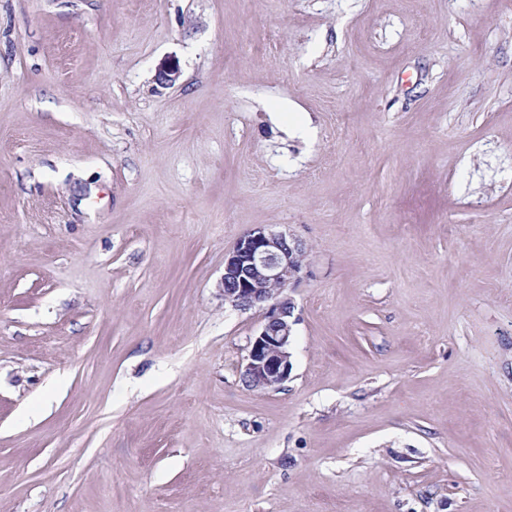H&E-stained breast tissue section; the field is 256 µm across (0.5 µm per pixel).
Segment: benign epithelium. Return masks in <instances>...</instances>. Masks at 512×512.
<instances>
[{"mask_svg": "<svg viewBox=\"0 0 512 512\" xmlns=\"http://www.w3.org/2000/svg\"><path fill=\"white\" fill-rule=\"evenodd\" d=\"M306 253L301 240L260 226L243 235L224 257V304L263 313L240 373L242 383L251 390H273L290 376L295 304L286 290L298 278Z\"/></svg>", "mask_w": 512, "mask_h": 512, "instance_id": "benign-epithelium-1", "label": "benign epithelium"}]
</instances>
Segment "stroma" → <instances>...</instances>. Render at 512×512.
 Returning <instances> with one entry per match:
<instances>
[{"mask_svg": "<svg viewBox=\"0 0 512 512\" xmlns=\"http://www.w3.org/2000/svg\"><path fill=\"white\" fill-rule=\"evenodd\" d=\"M0 512H512V0H0ZM306 253L301 240L260 226L243 235L224 257V305L263 313L240 373L242 383L251 390H273L290 376L296 320L295 304L285 291L298 278Z\"/></svg>", "mask_w": 512, "mask_h": 512, "instance_id": "stroma-1", "label": "stroma"}]
</instances>
